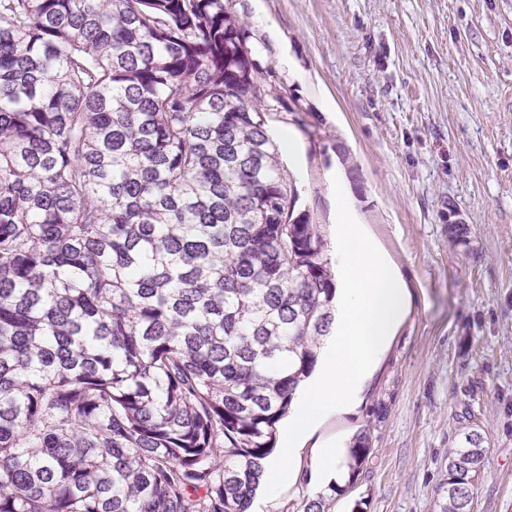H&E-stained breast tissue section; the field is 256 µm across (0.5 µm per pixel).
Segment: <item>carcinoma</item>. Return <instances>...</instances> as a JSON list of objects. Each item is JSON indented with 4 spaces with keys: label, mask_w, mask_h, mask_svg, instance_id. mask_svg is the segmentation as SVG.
<instances>
[{
    "label": "carcinoma",
    "mask_w": 512,
    "mask_h": 512,
    "mask_svg": "<svg viewBox=\"0 0 512 512\" xmlns=\"http://www.w3.org/2000/svg\"><path fill=\"white\" fill-rule=\"evenodd\" d=\"M262 70L228 0H0V512H247L336 313Z\"/></svg>",
    "instance_id": "obj_1"
}]
</instances>
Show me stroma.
Here are the masks:
<instances>
[{"mask_svg":"<svg viewBox=\"0 0 512 512\" xmlns=\"http://www.w3.org/2000/svg\"><path fill=\"white\" fill-rule=\"evenodd\" d=\"M280 96L267 126L298 209L336 237L334 184L406 288V314L351 405L309 438L297 484L252 512H303L312 450L367 433L327 512H443L448 452L478 431L472 512H512V0H233ZM467 228L465 239L448 234Z\"/></svg>","mask_w":512,"mask_h":512,"instance_id":"obj_1","label":"stroma"}]
</instances>
